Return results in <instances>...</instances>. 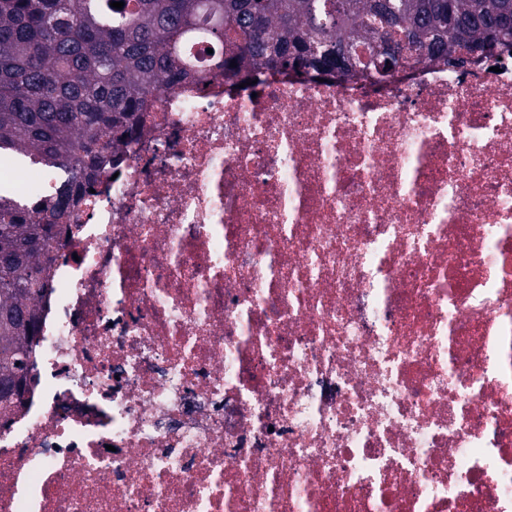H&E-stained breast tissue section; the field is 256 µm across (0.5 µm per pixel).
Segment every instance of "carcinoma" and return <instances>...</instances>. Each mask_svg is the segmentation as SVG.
Masks as SVG:
<instances>
[{
  "instance_id": "carcinoma-1",
  "label": "carcinoma",
  "mask_w": 512,
  "mask_h": 512,
  "mask_svg": "<svg viewBox=\"0 0 512 512\" xmlns=\"http://www.w3.org/2000/svg\"><path fill=\"white\" fill-rule=\"evenodd\" d=\"M113 2L0 0V165L30 164L64 181L51 192L33 184L31 204L0 183L3 416L29 390L49 245L117 146L137 134L156 86L194 80L181 53L191 32L206 31L214 76L226 81L255 80L261 67L383 80L428 60L459 68L512 59L507 0ZM360 46L369 62L357 69L350 57Z\"/></svg>"
}]
</instances>
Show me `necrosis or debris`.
Segmentation results:
<instances>
[{"mask_svg":"<svg viewBox=\"0 0 512 512\" xmlns=\"http://www.w3.org/2000/svg\"><path fill=\"white\" fill-rule=\"evenodd\" d=\"M164 87L50 251L0 512H512V61Z\"/></svg>","mask_w":512,"mask_h":512,"instance_id":"4bbe7bcc","label":"necrosis or debris"}]
</instances>
